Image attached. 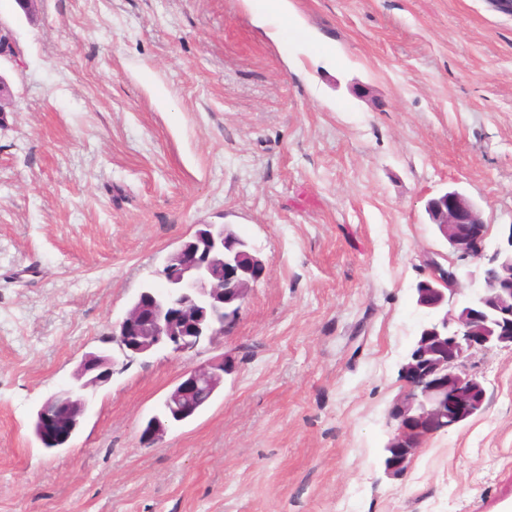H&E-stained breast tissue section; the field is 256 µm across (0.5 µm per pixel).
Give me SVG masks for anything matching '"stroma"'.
Listing matches in <instances>:
<instances>
[{
  "instance_id": "35a3bbf8",
  "label": "stroma",
  "mask_w": 512,
  "mask_h": 512,
  "mask_svg": "<svg viewBox=\"0 0 512 512\" xmlns=\"http://www.w3.org/2000/svg\"><path fill=\"white\" fill-rule=\"evenodd\" d=\"M0 0V512H504L512 350L474 359L484 410L386 475L388 409L449 249L456 189L512 224V18L487 0ZM366 88L367 96L356 93ZM226 224L266 275L234 326L118 358L76 436L36 412L73 384L164 258ZM229 356L209 405L141 431L188 368ZM287 0H268L263 9L264 18L267 23L272 24L275 28V34L286 35L290 33L288 22V11L284 2Z\"/></svg>"
}]
</instances>
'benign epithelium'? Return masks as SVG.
Masks as SVG:
<instances>
[{
    "instance_id": "obj_1",
    "label": "benign epithelium",
    "mask_w": 512,
    "mask_h": 512,
    "mask_svg": "<svg viewBox=\"0 0 512 512\" xmlns=\"http://www.w3.org/2000/svg\"><path fill=\"white\" fill-rule=\"evenodd\" d=\"M14 57L12 35L0 25V59ZM426 211L455 258L446 265L430 260L427 278L415 286L417 306L433 310L435 317L418 332L400 367L402 389L388 412L391 433L383 465L397 479L429 438L484 410L486 390L472 371V359L492 348H512V224L502 225L490 241L479 209L457 190L429 200ZM238 242L222 224L202 225L170 253L156 272L163 286L140 292L112 332V342L127 357L162 347L185 354L225 334L251 285L266 274L256 255L242 263ZM113 366L105 353L84 356L77 368L84 383L51 395L38 411L41 440L55 442L59 433L76 430L86 388L108 383ZM232 369V361L222 357L182 373L165 399L163 417L143 429L142 441L153 445L168 424L186 420Z\"/></svg>"
}]
</instances>
